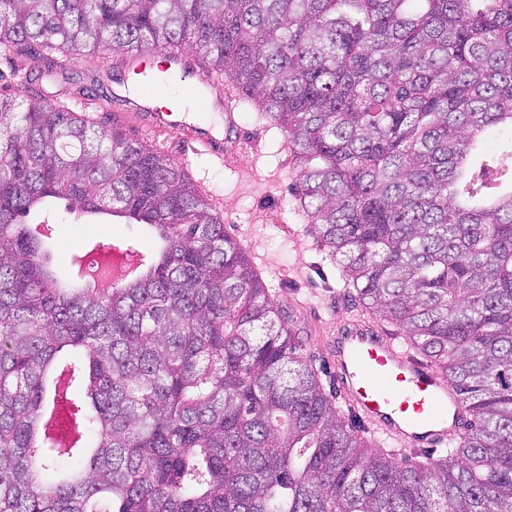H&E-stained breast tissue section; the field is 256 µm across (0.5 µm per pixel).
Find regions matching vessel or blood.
<instances>
[{
    "instance_id": "obj_1",
    "label": "vessel or blood",
    "mask_w": 512,
    "mask_h": 512,
    "mask_svg": "<svg viewBox=\"0 0 512 512\" xmlns=\"http://www.w3.org/2000/svg\"><path fill=\"white\" fill-rule=\"evenodd\" d=\"M224 130L191 128L187 134L203 151L221 160H233L239 140L230 136L237 126L232 90L220 101ZM143 126L170 125L169 111L136 105ZM336 383L356 415L401 446L433 448L446 444L458 428L463 411L451 384L429 364L398 346L391 336L354 323L336 340Z\"/></svg>"
}]
</instances>
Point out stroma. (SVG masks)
I'll return each instance as SVG.
<instances>
[{
  "label": "stroma",
  "mask_w": 512,
  "mask_h": 512,
  "mask_svg": "<svg viewBox=\"0 0 512 512\" xmlns=\"http://www.w3.org/2000/svg\"><path fill=\"white\" fill-rule=\"evenodd\" d=\"M78 74L40 77L31 73L25 60L0 55V83L8 94L24 101L43 91L48 99L65 105L103 126L112 115L86 106L88 94H112L119 87L118 71L103 63H79ZM182 125L155 131L137 126L133 119L120 125L128 137L176 160L186 161V172L209 199L220 202V217L227 231L240 243L263 281L275 293L289 315L301 341V353L311 360L325 386H335L331 345L341 329L356 318L350 298L340 287L339 270L320 247L314 229L297 208L290 163L283 133L249 108L238 113L239 133L244 141L237 161L220 163L192 154L184 141L183 124L211 127L223 119L211 95L191 100L182 115ZM48 221L53 228L52 264L66 275L74 254L93 246L136 243L141 252L157 254L161 243L144 224L100 215H77L64 204L53 202L44 213H33L30 223Z\"/></svg>",
  "instance_id": "obj_1"
}]
</instances>
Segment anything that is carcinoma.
Listing matches in <instances>:
<instances>
[{
	"mask_svg": "<svg viewBox=\"0 0 512 512\" xmlns=\"http://www.w3.org/2000/svg\"><path fill=\"white\" fill-rule=\"evenodd\" d=\"M179 48L284 133L343 287L469 421L436 458L367 439L182 164L0 93V512H512V0H0V54L41 73ZM51 199L161 251L66 286L23 222ZM50 383L57 396V405L45 423L46 432L51 436L57 447L69 448L75 444L78 436V426L73 421L66 429L57 426V419L63 407L68 406L66 394L69 389V376L65 371H55L51 375Z\"/></svg>",
	"mask_w": 512,
	"mask_h": 512,
	"instance_id": "1",
	"label": "carcinoma"
}]
</instances>
